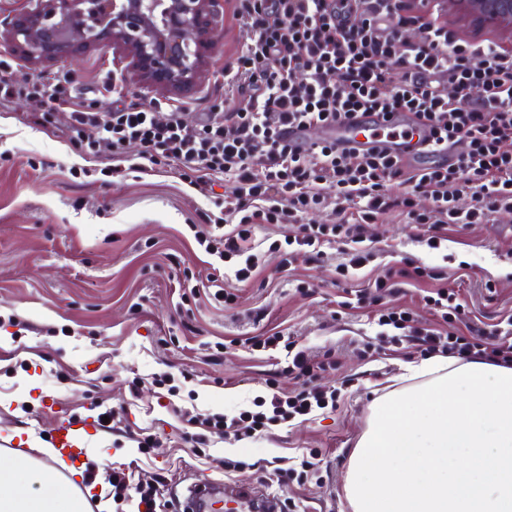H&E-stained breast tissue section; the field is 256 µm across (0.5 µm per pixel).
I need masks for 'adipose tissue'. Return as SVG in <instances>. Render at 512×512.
Instances as JSON below:
<instances>
[{
    "label": "adipose tissue",
    "instance_id": "obj_1",
    "mask_svg": "<svg viewBox=\"0 0 512 512\" xmlns=\"http://www.w3.org/2000/svg\"><path fill=\"white\" fill-rule=\"evenodd\" d=\"M84 500L74 481L29 457L0 463V512H84Z\"/></svg>",
    "mask_w": 512,
    "mask_h": 512
}]
</instances>
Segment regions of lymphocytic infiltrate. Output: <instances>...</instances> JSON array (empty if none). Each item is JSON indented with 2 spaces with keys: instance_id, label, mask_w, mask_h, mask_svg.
Returning <instances> with one entry per match:
<instances>
[{
  "instance_id": "1",
  "label": "lymphocytic infiltrate",
  "mask_w": 512,
  "mask_h": 512,
  "mask_svg": "<svg viewBox=\"0 0 512 512\" xmlns=\"http://www.w3.org/2000/svg\"><path fill=\"white\" fill-rule=\"evenodd\" d=\"M246 40L225 72L227 112L201 115L152 103L117 104L102 112L75 100L62 83L0 77V100L42 101L41 125L64 126L86 154L142 170L163 165L200 190L224 189L228 232L196 230L197 244L232 263L245 283L257 269L245 243L255 225L282 224L274 241L282 265L318 257L323 246L349 248L336 276L346 281L371 262L367 228L394 213L427 228L430 248L451 224H486L512 217V53L485 42L456 39L432 0H243ZM407 112L436 148L458 158L416 170L396 157L357 155L314 141L294 146L293 126L316 128L356 113ZM390 277L354 292L356 306L376 308L378 325L421 353L512 364V321L489 336L452 331L464 307L439 289L425 304L449 324L424 328L408 309L388 304ZM326 364L297 351L288 364L295 388L273 394L260 411L215 414L206 423L227 436L252 437L335 404L336 393L315 386Z\"/></svg>"
}]
</instances>
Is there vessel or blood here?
<instances>
[{
	"mask_svg": "<svg viewBox=\"0 0 512 512\" xmlns=\"http://www.w3.org/2000/svg\"><path fill=\"white\" fill-rule=\"evenodd\" d=\"M413 117L401 114L392 118L380 114L357 116L336 123L322 125L315 129L290 128L286 133L288 141L305 143L325 141L336 144L337 148L355 151H377L388 155L401 156L409 165L422 168L432 162V154L426 153L423 146L425 135L410 134L409 128ZM57 418L52 434L54 447L61 454L71 458L82 453L77 445V432L80 427L97 428L99 422L95 418H87L84 422L71 420L62 409H55ZM235 496L241 506V512H265L269 508L272 495H257L254 488L245 484L234 487ZM220 487L216 484H202L190 487L182 512H210Z\"/></svg>",
	"mask_w": 512,
	"mask_h": 512,
	"instance_id": "b4317fda",
	"label": "vessel or blood"
}]
</instances>
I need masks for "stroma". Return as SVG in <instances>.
Returning <instances> with one entry per match:
<instances>
[{
  "label": "stroma",
  "instance_id": "1",
  "mask_svg": "<svg viewBox=\"0 0 512 512\" xmlns=\"http://www.w3.org/2000/svg\"><path fill=\"white\" fill-rule=\"evenodd\" d=\"M244 40L242 2L226 0L221 38L187 94L144 87L112 48L33 66L1 44L0 63L17 78H66L104 111L117 100H152L200 113L223 108L224 62L237 59ZM40 110L33 101H0V445L15 439L20 453L67 466L45 454L53 425L47 397L74 419L117 413L114 424L81 436L80 486L90 491V512L120 508L112 499L116 471L160 480L164 512H174L173 493L198 480L278 493L279 512H351L348 464L373 406L410 386L409 368L423 355L389 344L371 309L340 307L336 266L344 246H324L317 262L283 271L269 247L285 227L259 224L253 244L261 269L252 282H236L190 230L223 210L220 194L204 196L178 175L146 172L133 160L112 175L110 161L86 155L63 128L39 125ZM374 233V258L357 270V283L410 263L434 268L438 279H397L392 296L426 326L443 327L423 301L439 288L458 292L465 324L487 327L512 315V219L449 227L437 249L413 224L393 220ZM302 279L312 283L308 292L298 289ZM221 289L235 290L232 307L216 298ZM279 331L310 358L331 361L315 383L335 390V408L253 438L208 429L210 415L271 399L267 379L280 392L293 388L286 351L239 344ZM148 435L156 442L145 450ZM306 459L307 476L278 489V471L300 469ZM229 460L238 471L226 472Z\"/></svg>",
  "mask_w": 512,
  "mask_h": 512
}]
</instances>
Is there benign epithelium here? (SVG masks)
Returning a JSON list of instances; mask_svg holds the SVG:
<instances>
[{"label": "benign epithelium", "mask_w": 512, "mask_h": 512, "mask_svg": "<svg viewBox=\"0 0 512 512\" xmlns=\"http://www.w3.org/2000/svg\"><path fill=\"white\" fill-rule=\"evenodd\" d=\"M223 0H37L4 37L30 62H68L77 47L121 49L151 89L196 86L221 30ZM477 32L512 29V0H448Z\"/></svg>", "instance_id": "1"}]
</instances>
